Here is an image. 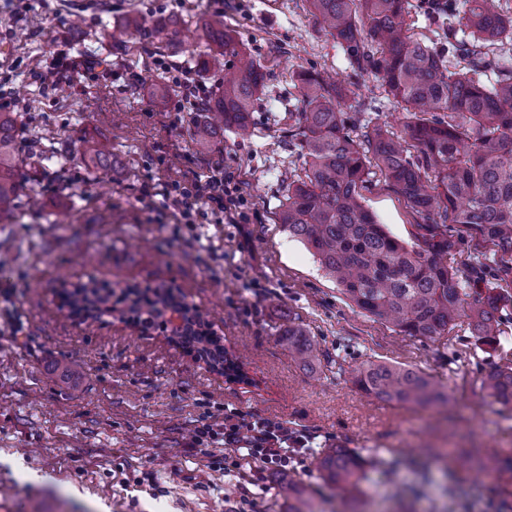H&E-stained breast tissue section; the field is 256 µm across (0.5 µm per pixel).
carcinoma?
Segmentation results:
<instances>
[{
  "label": "carcinoma",
  "instance_id": "obj_1",
  "mask_svg": "<svg viewBox=\"0 0 512 512\" xmlns=\"http://www.w3.org/2000/svg\"><path fill=\"white\" fill-rule=\"evenodd\" d=\"M326 35L343 49L355 74L379 81L384 98L403 112L399 128L369 119L351 136L342 108L360 114L365 96L354 83H343L326 71L302 70L297 79L303 107L290 137L307 158L304 176L284 186L277 223L300 237L341 292L360 310L391 324L407 336L438 340L465 318L478 344L496 349L502 334L499 312L512 303L502 288L472 295L462 287L458 269L448 263L457 243L448 225L460 224L484 260L503 275L512 273V67L489 56V50L512 43V16L499 0H467L464 26L470 39L459 41L445 29L448 52L469 59V66L448 70L445 51L409 34L407 17L418 8L410 0H308ZM141 26V16L126 15L111 28L117 39ZM197 40L207 47L203 70L224 72L221 93L209 103V115L193 126V137L208 145L219 129L245 131L265 73L251 62L224 69L232 49V31L224 22L202 19ZM496 68L491 85L481 74ZM18 119L0 112V221L12 219L21 197L37 200L38 173L47 170L64 179L70 162L67 141L49 138L43 148L19 157ZM88 168L112 167V143L88 130L80 138ZM422 219L417 243L407 247L377 222L363 205L361 189L372 168ZM62 298L80 311L105 306L112 289L95 281L62 282ZM121 300L130 310L178 309L171 289L161 285L142 292L127 288ZM288 351L313 370L319 361L316 342L300 328H288ZM209 354L220 372L224 347L203 331L188 340ZM352 382L379 400L426 407L449 403V394L433 377L410 367L366 360L351 371ZM493 402L512 407V364L491 370L482 380ZM366 460L350 448H331L318 460L320 479L347 495L361 493ZM484 469L503 484L512 467L494 460ZM287 512H313L309 488L288 484Z\"/></svg>",
  "mask_w": 512,
  "mask_h": 512
}]
</instances>
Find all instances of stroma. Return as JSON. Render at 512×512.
Returning <instances> with one entry per match:
<instances>
[{"mask_svg": "<svg viewBox=\"0 0 512 512\" xmlns=\"http://www.w3.org/2000/svg\"><path fill=\"white\" fill-rule=\"evenodd\" d=\"M170 21L173 45L148 27L125 42L107 32L129 11ZM220 18L236 36L224 58L260 64L264 88L252 133L192 137L197 115L175 81L192 66L206 91L220 74L195 69L199 19ZM81 20L84 40L65 36ZM96 58L95 72L74 67ZM350 76L341 47L321 31L306 0H0V96L26 134L78 142L97 129L112 167L89 175L74 158L65 183L45 174L38 204L0 223V512H286L288 484L313 489L317 512H496L498 480L456 468L455 456H512V411L482 388L512 361V305L501 312L497 350L476 348L468 321L439 340L404 336L354 307L307 247L276 222L284 174L306 159L288 131L301 109L300 69ZM219 166L233 175L247 222L200 211L182 218L156 189ZM363 203L405 244L416 218L381 176ZM96 279L114 292L172 288L198 308L249 382L195 359L168 331L127 325L125 303L101 319L63 306L60 280ZM322 352L318 373L289 353L287 328ZM371 359L432 375L453 413L368 396L350 371ZM228 408L286 421L319 448L373 459L363 503L323 486L314 454L289 472H259L243 459L224 468L223 445L195 437L222 429Z\"/></svg>", "mask_w": 512, "mask_h": 512, "instance_id": "stroma-1", "label": "stroma"}]
</instances>
